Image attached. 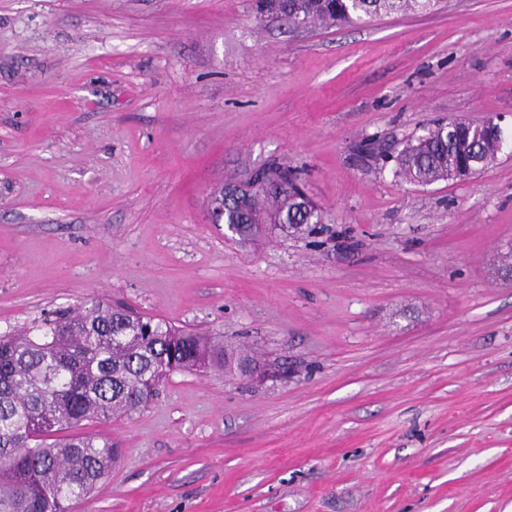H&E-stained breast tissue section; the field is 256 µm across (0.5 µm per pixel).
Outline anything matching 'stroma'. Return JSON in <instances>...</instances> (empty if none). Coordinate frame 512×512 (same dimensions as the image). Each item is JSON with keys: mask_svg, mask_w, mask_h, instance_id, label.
Wrapping results in <instances>:
<instances>
[{"mask_svg": "<svg viewBox=\"0 0 512 512\" xmlns=\"http://www.w3.org/2000/svg\"><path fill=\"white\" fill-rule=\"evenodd\" d=\"M504 115L467 182L395 175ZM300 172L314 234L232 236L211 192ZM512 0L342 27L251 0H0V334L93 300L266 352L99 424L74 512H512ZM486 119L437 123L423 135L404 142L396 156V174L420 186L470 179L476 172L472 160H487L484 165L488 166L496 160L504 142V133L496 128H502V116L492 117V125H478Z\"/></svg>", "mask_w": 512, "mask_h": 512, "instance_id": "1", "label": "stroma"}]
</instances>
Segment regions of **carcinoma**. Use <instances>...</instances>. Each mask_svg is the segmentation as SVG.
I'll list each match as a JSON object with an SVG mask.
<instances>
[{
  "mask_svg": "<svg viewBox=\"0 0 512 512\" xmlns=\"http://www.w3.org/2000/svg\"><path fill=\"white\" fill-rule=\"evenodd\" d=\"M440 0H255L256 16L296 26L354 24L391 13H427ZM504 133L494 125L441 122L402 144L396 174L420 186L465 181L475 159L493 163ZM225 201L238 236L259 225L287 232L324 215L286 168L261 172ZM255 352L221 337L181 330L122 306L94 300L59 310L35 326L0 336V512H69L106 478L118 449L89 425L145 408L177 371L236 375Z\"/></svg>",
  "mask_w": 512,
  "mask_h": 512,
  "instance_id": "1",
  "label": "carcinoma"
}]
</instances>
